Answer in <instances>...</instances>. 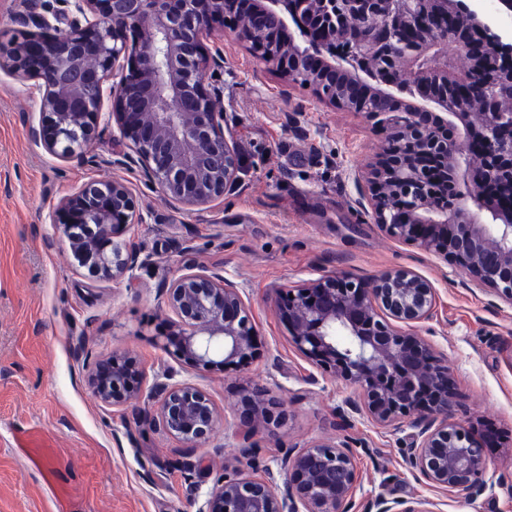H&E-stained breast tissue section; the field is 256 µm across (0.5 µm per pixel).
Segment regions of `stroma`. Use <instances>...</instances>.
Segmentation results:
<instances>
[{
	"instance_id": "35a3bbf8",
	"label": "stroma",
	"mask_w": 512,
	"mask_h": 512,
	"mask_svg": "<svg viewBox=\"0 0 512 512\" xmlns=\"http://www.w3.org/2000/svg\"><path fill=\"white\" fill-rule=\"evenodd\" d=\"M206 81L221 89L224 134L239 160V184L210 205L174 208L139 167L112 166L132 147L111 124L85 163L35 142L42 94L0 72V512H199L244 441L240 398L260 385L287 420L251 441L259 467L278 481L288 449L344 438L358 482L349 512L376 497L428 499L437 512H512V302L477 286L443 256L392 238L375 222L356 177H369L384 144L375 119L289 81L240 40L232 24L204 41ZM126 181L139 223L126 249L152 254L121 284L90 282L47 215L91 180ZM408 268L435 290L430 317L408 326L448 369L463 426L495 431L487 487L477 499L432 490L411 469L409 424L393 429L350 413L353 388L290 342L271 300L333 273L365 280ZM217 272L235 285L257 334L254 353L224 370L199 371L167 353L156 334L172 315L160 290L183 273ZM135 357L144 396L136 405L98 401L95 360ZM189 383L213 402L214 436L193 448L158 422L139 423L156 382Z\"/></svg>"
}]
</instances>
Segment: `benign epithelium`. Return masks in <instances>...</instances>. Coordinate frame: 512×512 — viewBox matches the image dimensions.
Returning a JSON list of instances; mask_svg holds the SVG:
<instances>
[{"label":"benign epithelium","instance_id":"7a95c632","mask_svg":"<svg viewBox=\"0 0 512 512\" xmlns=\"http://www.w3.org/2000/svg\"><path fill=\"white\" fill-rule=\"evenodd\" d=\"M338 22L314 29L294 0H240L232 14L239 37L255 43L266 62L293 82L305 73L299 57L284 56L275 36H297L300 57L320 60L322 73H346L382 107L412 101L398 113V135L387 139L383 161L372 171L369 191L376 222L387 233L454 261L478 285L512 302V114L477 112L466 134L456 88L485 71L490 96L512 97V26L488 13L480 0H426L416 16L408 0H323ZM235 0H32L20 15L23 30L0 43V71L37 80L43 91L41 118L32 136L64 159L83 158L106 119L104 93L116 103L113 116L137 156L146 179L170 203L202 207L224 196L238 181L234 147L224 137V112L205 88L202 40L212 23L226 17ZM460 14L464 21L432 28L428 14ZM418 28L408 44L394 35ZM136 51L127 53L128 34ZM438 150L448 156L451 185L480 181L466 201L468 219L453 225L449 209L427 204L426 181L415 174L411 152ZM486 158L498 174L479 179L474 159ZM408 183L397 207L380 202L383 184ZM48 218L69 240L77 224L94 226L81 242L95 277L120 283L150 258L114 241L137 219L131 188L122 180L92 181L62 198ZM177 320L162 348L199 370H215L250 353L255 329L244 302L223 276L182 274L163 284ZM274 302L291 340L308 359L353 384L358 398L349 410L387 427L404 422L416 429L410 464L437 490L477 498L486 486L487 435L454 420L459 407L447 362L419 336L397 332L390 322L426 320L435 302L430 284L400 269L371 281L328 275ZM142 371L132 357L98 359L89 373L94 396L105 404H135L133 382ZM154 417L193 447L209 442L217 413L209 396L189 383H159ZM243 422L254 434L285 422L282 402L262 386L248 390ZM246 467L214 487L202 512H349L357 470L343 441L288 451L281 467L289 480L258 473L254 449L241 448ZM375 512H435L428 499H375Z\"/></svg>","mask_w":512,"mask_h":512}]
</instances>
